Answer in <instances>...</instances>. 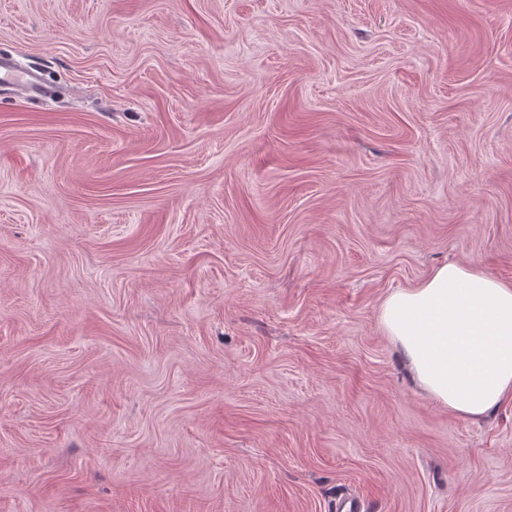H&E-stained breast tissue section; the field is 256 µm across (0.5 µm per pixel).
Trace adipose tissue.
Returning a JSON list of instances; mask_svg holds the SVG:
<instances>
[{"mask_svg":"<svg viewBox=\"0 0 512 512\" xmlns=\"http://www.w3.org/2000/svg\"><path fill=\"white\" fill-rule=\"evenodd\" d=\"M380 322L417 385L479 419L512 398V284L451 262L389 294Z\"/></svg>","mask_w":512,"mask_h":512,"instance_id":"ef3b65f1","label":"adipose tissue"}]
</instances>
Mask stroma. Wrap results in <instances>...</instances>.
Here are the masks:
<instances>
[{
	"instance_id": "obj_1",
	"label": "stroma",
	"mask_w": 512,
	"mask_h": 512,
	"mask_svg": "<svg viewBox=\"0 0 512 512\" xmlns=\"http://www.w3.org/2000/svg\"><path fill=\"white\" fill-rule=\"evenodd\" d=\"M0 512H512V401L380 305L512 283V0H0ZM16 86L20 92L27 94H43V86L38 76L22 67L17 62L5 63L0 61V87Z\"/></svg>"
}]
</instances>
